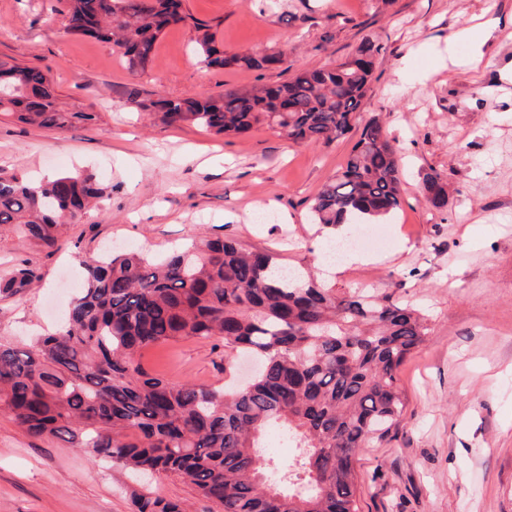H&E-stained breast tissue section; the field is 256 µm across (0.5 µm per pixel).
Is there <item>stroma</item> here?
<instances>
[{"instance_id": "1", "label": "stroma", "mask_w": 512, "mask_h": 512, "mask_svg": "<svg viewBox=\"0 0 512 512\" xmlns=\"http://www.w3.org/2000/svg\"><path fill=\"white\" fill-rule=\"evenodd\" d=\"M212 25L225 53H283L288 69L209 68L191 26L160 36L138 75L111 46L67 33L68 0H0V60L47 71L63 102L94 106L76 133L0 115V171L27 180L92 174L97 209L62 230L50 252L0 232V278L18 265L38 285L0 295V342L60 330L83 284L80 259L106 252L161 257L187 242L233 239L285 264L317 269L330 235L310 207L353 138L298 145L261 126L218 136L163 123L128 106L144 96L220 94L289 71L336 64L379 45L359 122L376 118L400 149L404 202L353 246L336 289H366L413 305L426 341L400 367L406 397L388 441L356 460L360 512H512V0H184ZM493 27L479 68L451 60L462 27ZM448 184L428 202L426 173ZM143 365L174 381L224 383V350L183 339L143 351ZM127 478L53 437L30 438L0 410V512H132ZM150 487L191 512H214L179 476Z\"/></svg>"}]
</instances>
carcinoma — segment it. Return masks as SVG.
<instances>
[{
    "label": "carcinoma",
    "instance_id": "carcinoma-1",
    "mask_svg": "<svg viewBox=\"0 0 512 512\" xmlns=\"http://www.w3.org/2000/svg\"><path fill=\"white\" fill-rule=\"evenodd\" d=\"M175 2L182 0H70L67 29L111 44L132 72L148 66L160 35L179 24L193 27L209 67L266 71L285 63L280 53L225 55L213 28L171 12ZM380 50L368 43L357 52L360 68L351 58L300 69L277 86L186 98L134 91L127 104L215 135L265 125L295 143L328 144L354 129ZM0 112L62 131L98 120L86 107H60L42 69L7 62H0ZM423 182L432 204L443 206L441 176L428 173ZM102 194L91 175L63 174L37 188L0 175V228L55 251L60 228L80 222ZM402 203L398 150L372 119L311 209L317 223L334 228L385 219ZM82 265L84 287L62 331L0 343V410L30 437L62 438L119 471L177 475L221 512H358L356 456L386 441L403 416L398 370L427 339L425 314L390 296L338 291L234 240L160 261L131 252ZM37 281L20 267L0 281V293L19 295ZM187 338L224 342L226 373L242 351L261 369L223 389L174 383L141 363L142 351ZM272 427L302 449L278 481V464L262 452ZM130 496L133 512H187L148 488Z\"/></svg>",
    "mask_w": 512,
    "mask_h": 512
}]
</instances>
